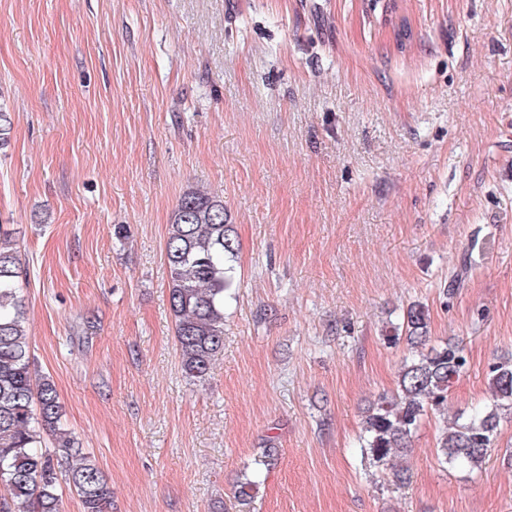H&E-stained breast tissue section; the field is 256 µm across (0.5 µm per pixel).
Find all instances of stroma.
Masks as SVG:
<instances>
[{"mask_svg":"<svg viewBox=\"0 0 512 512\" xmlns=\"http://www.w3.org/2000/svg\"><path fill=\"white\" fill-rule=\"evenodd\" d=\"M0 101L35 369L112 512H512V421L470 473L426 418L402 487L359 443L410 304L465 348L449 412L512 354V0H0ZM191 190L239 243L201 381L164 258Z\"/></svg>","mask_w":512,"mask_h":512,"instance_id":"1","label":"stroma"}]
</instances>
